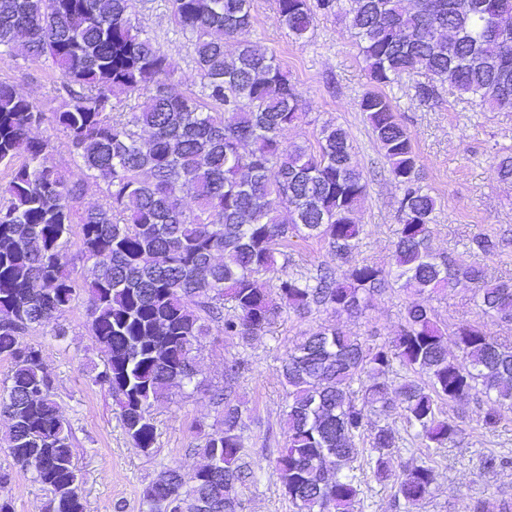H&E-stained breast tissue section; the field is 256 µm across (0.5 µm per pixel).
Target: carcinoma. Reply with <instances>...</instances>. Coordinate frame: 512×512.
<instances>
[{
    "label": "carcinoma",
    "mask_w": 512,
    "mask_h": 512,
    "mask_svg": "<svg viewBox=\"0 0 512 512\" xmlns=\"http://www.w3.org/2000/svg\"><path fill=\"white\" fill-rule=\"evenodd\" d=\"M341 2L275 0L277 21L302 43L316 16ZM348 2L349 27L376 85L422 75L414 86L422 101L448 86L486 109L512 112V0H470L465 9L456 0H416L412 9L402 0ZM170 3L194 38L195 94L167 90L170 61L132 21L133 0H0V53L47 60L58 71L66 97L52 123L104 195L103 204L80 209V185L49 161L51 136L33 134L45 113L25 90L0 82V166L11 170L0 184V356L12 362L0 419L13 464L51 493L47 512H85L82 474L54 378L24 336L82 293L104 357L93 381L112 391L125 433L144 453L157 441L154 404L196 381L197 353L213 325L248 341L283 312L357 315L386 288L432 295L461 279L476 285L482 313L512 322V280L492 281L483 268L457 266L428 248L437 201L420 185L411 133L383 93L366 92L359 107L401 191L388 272L350 262L367 181L347 132L326 123L314 145L282 140L305 113L288 72L253 38V0ZM75 227L87 264L81 285L62 257ZM294 238L323 241L346 269L288 272ZM453 337L455 356L434 310L410 301L388 342L369 344L335 326L296 341L282 361L284 441L269 459L295 512H353L360 488L352 463L366 452L374 479L392 480L394 409L428 448L458 434L447 402L480 395L483 425L497 427L501 409L512 407V347L482 322L459 325ZM246 369L233 360L224 388L211 395L221 428L203 434L200 451L215 467L189 482L164 468L143 490L146 512H239L236 488L255 481L245 409L235 398ZM393 375L401 376L395 387ZM434 481L432 467L413 466L394 483L396 497L421 501Z\"/></svg>",
    "instance_id": "carcinoma-1"
}]
</instances>
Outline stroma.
<instances>
[{"label":"stroma","instance_id":"35a3bbf8","mask_svg":"<svg viewBox=\"0 0 512 512\" xmlns=\"http://www.w3.org/2000/svg\"><path fill=\"white\" fill-rule=\"evenodd\" d=\"M253 5L255 37L281 62L304 97L307 116L285 130L286 143L314 142L327 122L345 129L354 158L368 179L355 214L364 232L353 259L391 269L401 192L382 169L383 153L359 107L373 83L353 33L342 14H320L301 44L277 24L275 0H254ZM134 6L138 25L172 63L168 85L185 94L199 91L193 38L176 26L170 0H135ZM1 80L29 92L44 112H54L60 105L56 89L61 80L50 62H26L1 53ZM385 92L412 134L422 183L438 200L431 250L462 265L482 266L489 279H512V182L502 181L495 169L496 155L512 152V112L480 109L447 88L437 99L422 102L408 78L386 87ZM51 137L52 162L71 181L84 186L81 208L103 203L101 190L86 184L83 170L74 162L66 134L55 129ZM481 235L501 240L497 253L487 255L477 248L475 239ZM420 301L432 307L448 327L481 320L493 336L512 344V324L482 316L473 284L461 281L443 294L421 296ZM404 304V294L389 288L375 294L358 316L328 310L300 319L285 313L268 331L247 342L212 328L198 353V387L173 389L155 405L157 442L152 453L145 454L125 434L111 391L92 381L102 358L93 342L86 302L76 300L59 318L67 330L64 337H56L52 327L41 326L32 329L26 340L41 349L55 379V399L72 428L86 512H144L142 491L162 468L175 466L184 478L193 476L201 462L200 431L212 432L221 425L210 395L224 385L225 363L238 357L248 363L236 382V396L247 411L244 436L256 476L255 482L237 489L242 512H293L269 466L270 457L283 443L287 404L280 377L283 358L298 336L321 326H336L373 343L390 340L397 333ZM482 408V400L473 397L446 405L447 415L456 419L462 432L445 448L423 447L407 431L401 415L393 414L391 421L401 434L393 467L400 472L412 465H433L432 493L423 501L405 502L390 486L374 481L363 464L356 470L361 493L354 512H464L468 503L478 499L486 502L487 512H497L500 501H512V464L493 471L482 467L489 455L512 460V408L502 409L500 423L492 430L482 424ZM0 469L12 473L11 482L0 487V500L9 502L11 512H45L49 491L14 469L1 442Z\"/></svg>","mask_w":512,"mask_h":512}]
</instances>
